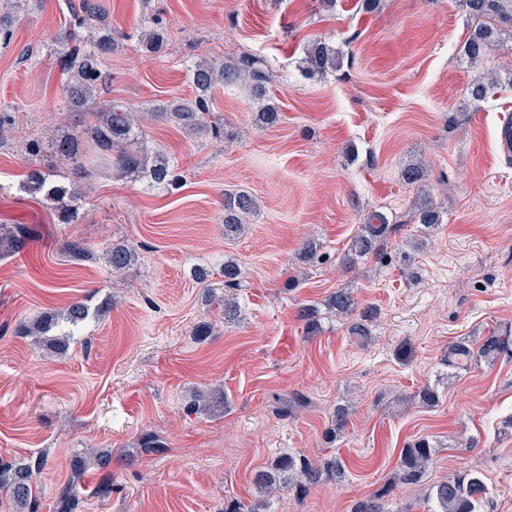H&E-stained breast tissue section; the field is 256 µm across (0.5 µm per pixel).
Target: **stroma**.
<instances>
[{"label": "stroma", "instance_id": "1", "mask_svg": "<svg viewBox=\"0 0 512 512\" xmlns=\"http://www.w3.org/2000/svg\"><path fill=\"white\" fill-rule=\"evenodd\" d=\"M81 0H29L15 14L13 39L0 43V106L20 115L0 141V224H22L25 249L0 257V459L45 455L39 512H52L88 450H108L112 463L88 465L82 512H223L248 501L256 471L288 452L340 456L343 483L325 478L300 500L280 493L270 512H351L355 501L392 477L401 448L418 437L438 447L428 482L458 471L483 476L482 512H512V358L448 377L449 345L476 344L512 328V158L498 133L512 118V26L501 28L507 50L472 65L461 55L470 22L458 0H106L127 46L106 63L111 81L98 93L152 110L191 99L188 65L207 58L234 63L263 58L271 75L265 99L249 84L216 88L211 110L224 122L213 138L155 118L144 128L149 149L175 165L172 186L109 174L87 180L74 224L59 223L42 194L24 189L32 165L55 167L51 152L31 159L29 139L75 128L64 111L54 57ZM161 14L168 41L161 53L141 50L145 15ZM329 40L340 69L304 71V49ZM32 48L29 61H20ZM496 73L493 97L466 101L478 74ZM276 104L274 127L257 122L262 102ZM424 161L428 179L411 187L407 163ZM245 190L258 202L246 232L224 235V195ZM442 221L404 223L422 194ZM401 222L384 259L342 264L368 214ZM95 250L125 243L137 265L121 273L103 263H75L64 241ZM319 243L318 263L297 269L303 241ZM240 264L239 322L196 283L198 267L216 269L226 256ZM339 288L376 311L368 339L349 320L322 316L310 335L304 305H322ZM111 309L90 317L67 353L19 334L24 322L75 300ZM213 326L200 338V323ZM410 343L413 358L394 351ZM436 388L435 406L419 391ZM223 389L229 407L209 417L186 413L194 391ZM301 394L306 405L279 411ZM348 425L325 436L336 407ZM156 433L165 449L141 453ZM110 496L96 494L101 481Z\"/></svg>", "mask_w": 512, "mask_h": 512}]
</instances>
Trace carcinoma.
Instances as JSON below:
<instances>
[{
	"mask_svg": "<svg viewBox=\"0 0 512 512\" xmlns=\"http://www.w3.org/2000/svg\"><path fill=\"white\" fill-rule=\"evenodd\" d=\"M474 30L463 45L464 56L472 64L479 63L494 48L500 46L495 28L489 19L496 17L500 22L512 21V0H462ZM108 7L104 0H82L80 11H72L70 31L56 52L57 64L66 76L64 87L65 110L80 112L95 107L92 112L94 123L75 129L72 133L52 138L46 142L37 138L32 141L29 151L38 155L50 151L60 156L71 167L68 182L58 181L59 175L53 169L32 166L25 187L32 193L43 194L44 200L58 211L61 223L74 224L78 220L79 183L95 175V160H110L116 175L126 178H149L156 184L173 181L170 160L158 151H150L144 145L143 122L145 113L132 105L110 101L96 105L98 89L111 79L105 69L108 57L124 48L125 37L112 32L106 26ZM141 47L157 53L163 49L165 27L163 19L154 15L148 18L141 30ZM304 64L312 72L324 74L340 66V56L331 44L316 39L307 45ZM189 72L196 95L190 100H171L153 108L152 115L167 120L190 131H211L214 137H221L223 127L210 120L212 91L219 85H233L248 82L263 94L270 80L268 66L260 57L243 56L230 65L216 64L209 60H198L189 66ZM498 85L495 74L488 72L477 76L468 83L466 97L473 103L485 101ZM403 181L416 185L425 181L426 167L412 162L401 171ZM257 200L246 191L224 194V235L240 236L247 225L244 218L255 213ZM419 223L429 227L440 223V215L430 197L425 196L419 203ZM394 230L386 223L385 217L374 213L366 224L351 238L342 258V263L351 264L357 260L374 256L384 257V240ZM28 238L25 226L21 224L0 225V254L21 252ZM65 250L75 261L104 259L106 268L112 273H121L136 263V252L125 244L115 243L98 253L81 239H69ZM224 287H241L240 268L231 256L224 259L220 270ZM328 312L347 317L359 313V321L352 325L353 333L367 339L364 322L372 318L368 310L358 311V304L349 289H338L324 300ZM89 317L88 306L76 300L63 312H46L22 327L24 334L41 339L50 328L63 321L73 327ZM512 354V333L493 332L484 338L476 348L465 342L453 344L448 352L445 367L453 372L468 369L481 361L491 364L503 355ZM228 400L224 390H201L188 411L194 414L215 416L227 408ZM348 423V411L338 407L331 417L326 434L335 437L341 434ZM435 448L427 438H419L402 449L398 468L394 476L370 495L354 503L352 512H391L387 507L397 484L420 485L426 471L433 464ZM46 464L43 455H31L17 461L0 460V492L4 491L15 503L18 512H38V480ZM337 481L344 475L341 461L331 456L312 460L304 455L282 454L270 467L258 473L255 478L258 492L257 501L245 509L237 501L224 504V512H269L268 497L271 493L286 492L297 499L306 496L323 476ZM488 494L483 478L472 471L464 470L444 481L429 486L425 499L434 503V512H480ZM82 486L70 482L56 495L53 512H80Z\"/></svg>",
	"mask_w": 512,
	"mask_h": 512,
	"instance_id": "cac0c4a2",
	"label": "carcinoma"
}]
</instances>
